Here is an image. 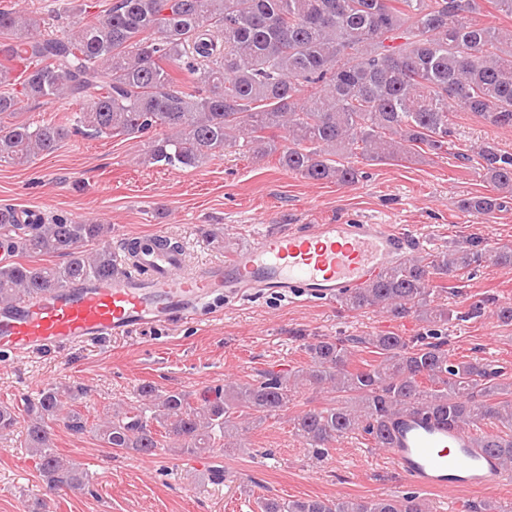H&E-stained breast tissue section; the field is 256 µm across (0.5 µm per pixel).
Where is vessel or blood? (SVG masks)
Listing matches in <instances>:
<instances>
[{
  "label": "vessel or blood",
  "instance_id": "b4317fda",
  "mask_svg": "<svg viewBox=\"0 0 512 512\" xmlns=\"http://www.w3.org/2000/svg\"><path fill=\"white\" fill-rule=\"evenodd\" d=\"M146 235L142 272L80 279L54 292L0 305V354L48 351L108 336L196 320L210 305L262 294L330 301L363 287L400 261L409 238L389 224L336 220L260 234L224 261L187 268L181 252ZM389 455L399 474L429 489L512 482L497 458L474 447L468 430L422 415L393 426Z\"/></svg>",
  "mask_w": 512,
  "mask_h": 512
}]
</instances>
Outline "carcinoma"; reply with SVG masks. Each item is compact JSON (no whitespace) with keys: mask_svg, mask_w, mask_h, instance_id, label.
Returning <instances> with one entry per match:
<instances>
[{"mask_svg":"<svg viewBox=\"0 0 512 512\" xmlns=\"http://www.w3.org/2000/svg\"><path fill=\"white\" fill-rule=\"evenodd\" d=\"M481 0H114L107 17L59 35L46 17L0 8V162L23 165L53 153L76 133L149 135L147 161L192 168L241 141L256 156L277 155L283 169L311 181L351 185L363 177L353 159L402 160L407 147L448 149L449 115L470 112L512 128V33L476 20ZM23 49L32 67L14 73ZM24 98L54 107L83 101L62 123H6ZM485 178L512 191V153L490 142L473 155ZM505 207L501 196H471L460 211L483 219ZM103 224L0 206V239L61 264L0 266V303L52 292L80 277L112 276L116 255ZM476 237L402 260L379 279L338 298L349 311L419 314L425 332L369 338H322L304 345L305 368L263 372L247 383L191 393L147 383L137 403L92 425L106 447L143 458L178 446L197 456L228 447L250 420L288 410L298 389L330 394L329 403L293 418L296 436L318 455L361 431L389 448L395 421L422 412L448 427L487 421L495 434L474 443L512 470V377L476 358L459 360L440 327L450 311L433 305L438 279L484 262ZM368 344L379 362L349 368L352 348ZM83 388L45 387L27 406L24 446L55 487L83 477L53 449L54 425L82 434L88 418L76 403ZM0 405V436L18 425ZM260 512H427L414 493L381 499L265 498Z\"/></svg>","mask_w":512,"mask_h":512,"instance_id":"1","label":"carcinoma"}]
</instances>
